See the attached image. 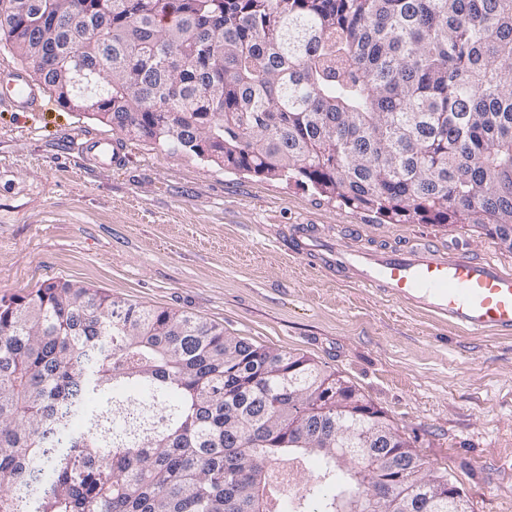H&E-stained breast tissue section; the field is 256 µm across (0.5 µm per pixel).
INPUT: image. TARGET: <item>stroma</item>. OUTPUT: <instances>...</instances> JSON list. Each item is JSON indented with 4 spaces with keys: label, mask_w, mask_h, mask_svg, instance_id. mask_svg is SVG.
Wrapping results in <instances>:
<instances>
[{
    "label": "stroma",
    "mask_w": 512,
    "mask_h": 512,
    "mask_svg": "<svg viewBox=\"0 0 512 512\" xmlns=\"http://www.w3.org/2000/svg\"><path fill=\"white\" fill-rule=\"evenodd\" d=\"M0 109V297L71 279L185 310L254 343L301 353L351 381L472 512H512V335L474 336L293 254L303 225L346 247L422 240L512 249L473 225L386 224L314 190L120 140L121 164L82 145L110 126L63 108Z\"/></svg>",
    "instance_id": "stroma-1"
}]
</instances>
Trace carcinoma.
Segmentation results:
<instances>
[{
	"instance_id": "obj_1",
	"label": "carcinoma",
	"mask_w": 512,
	"mask_h": 512,
	"mask_svg": "<svg viewBox=\"0 0 512 512\" xmlns=\"http://www.w3.org/2000/svg\"><path fill=\"white\" fill-rule=\"evenodd\" d=\"M66 2L31 0L24 20L0 0V46L59 105L197 158L209 134L226 168L391 224L512 239V0H83L33 53ZM75 284L0 299V512H273L300 474L291 512L370 501L378 475L336 456V405L318 394L336 372ZM266 355L299 366L308 399L255 370ZM79 395L74 432L55 414Z\"/></svg>"
}]
</instances>
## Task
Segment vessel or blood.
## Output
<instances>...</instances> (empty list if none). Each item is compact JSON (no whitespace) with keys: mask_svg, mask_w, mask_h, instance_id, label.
<instances>
[{"mask_svg":"<svg viewBox=\"0 0 512 512\" xmlns=\"http://www.w3.org/2000/svg\"><path fill=\"white\" fill-rule=\"evenodd\" d=\"M38 112L42 98L25 69L0 72V106ZM100 163L119 162L111 140L84 144ZM294 253L326 258L350 282L388 299L427 310L448 324L480 334H512V271L491 256L475 257L445 246L344 248L303 227L291 241Z\"/></svg>","mask_w":512,"mask_h":512,"instance_id":"obj_1","label":"vessel or blood"}]
</instances>
